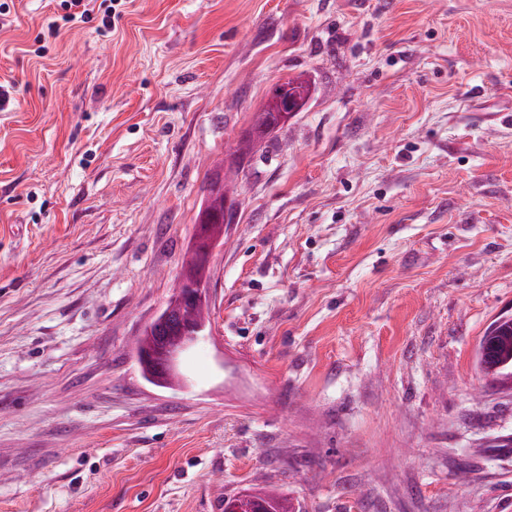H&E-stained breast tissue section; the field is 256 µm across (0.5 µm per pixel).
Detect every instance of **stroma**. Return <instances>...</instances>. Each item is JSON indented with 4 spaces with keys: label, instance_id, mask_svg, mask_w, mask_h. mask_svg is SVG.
I'll return each mask as SVG.
<instances>
[{
    "label": "stroma",
    "instance_id": "35a3bbf8",
    "mask_svg": "<svg viewBox=\"0 0 512 512\" xmlns=\"http://www.w3.org/2000/svg\"><path fill=\"white\" fill-rule=\"evenodd\" d=\"M0 15V512H512V0H120L36 38ZM300 112L243 161L212 334L135 350L211 182L278 80ZM505 339L510 341L507 352H505ZM486 344H495V358L501 357L498 361L501 365L493 370L485 369L484 375L498 383H500L498 377L501 374L509 376L512 380V314H502L488 326L480 342L479 350ZM137 357L144 375L154 384L169 387L177 383L176 364L178 353L168 352L162 347H157L156 350L152 352L140 350L137 347ZM159 363L171 372V378L169 380L163 378L160 372L161 366L158 365ZM241 492H251L253 499L243 500L239 504L241 512H296L293 503L287 497L269 487L246 488ZM238 492L236 494H239ZM233 494V495H236Z\"/></svg>",
    "mask_w": 512,
    "mask_h": 512
}]
</instances>
